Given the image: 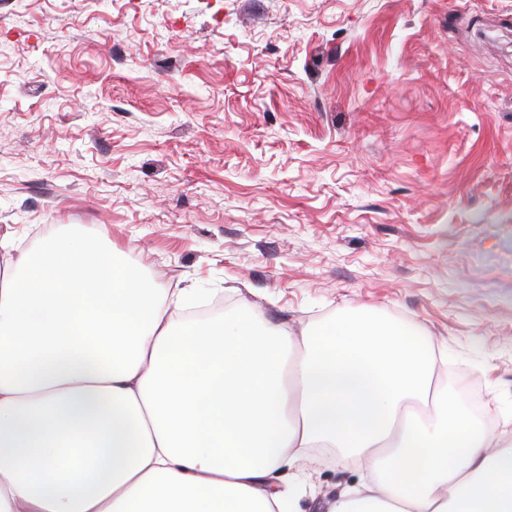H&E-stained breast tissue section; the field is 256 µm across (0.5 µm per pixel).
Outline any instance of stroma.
<instances>
[{
  "label": "stroma",
  "instance_id": "35a3bbf8",
  "mask_svg": "<svg viewBox=\"0 0 512 512\" xmlns=\"http://www.w3.org/2000/svg\"><path fill=\"white\" fill-rule=\"evenodd\" d=\"M73 225L219 319L416 326L512 438V0H0V236Z\"/></svg>",
  "mask_w": 512,
  "mask_h": 512
}]
</instances>
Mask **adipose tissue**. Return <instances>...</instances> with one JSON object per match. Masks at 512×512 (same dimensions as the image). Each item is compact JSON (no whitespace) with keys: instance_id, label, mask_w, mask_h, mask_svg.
I'll return each instance as SVG.
<instances>
[{"instance_id":"obj_1","label":"adipose tissue","mask_w":512,"mask_h":512,"mask_svg":"<svg viewBox=\"0 0 512 512\" xmlns=\"http://www.w3.org/2000/svg\"><path fill=\"white\" fill-rule=\"evenodd\" d=\"M195 294L86 236L0 269V512H301L314 448L368 474L329 512H512V446L438 388L417 328L183 322Z\"/></svg>"}]
</instances>
